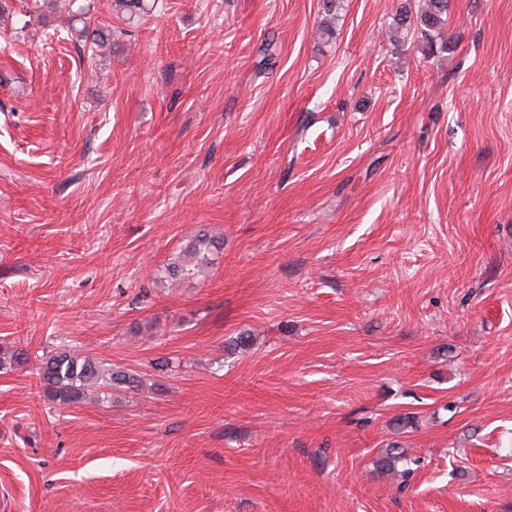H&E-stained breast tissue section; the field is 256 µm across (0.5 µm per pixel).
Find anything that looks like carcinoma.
Returning <instances> with one entry per match:
<instances>
[{"label":"carcinoma","mask_w":512,"mask_h":512,"mask_svg":"<svg viewBox=\"0 0 512 512\" xmlns=\"http://www.w3.org/2000/svg\"><path fill=\"white\" fill-rule=\"evenodd\" d=\"M449 7L450 0H417V9L413 11L403 5L397 12V27L417 30L432 55L434 43L448 22ZM39 375L48 397L62 407L79 403L85 388L101 381L108 386L133 383L126 372L114 371L106 367V363L80 356L66 347L41 359ZM413 461L417 463L419 459L413 460L405 449L392 446L379 456L377 464L405 476L410 472L408 464Z\"/></svg>","instance_id":"cac0c4a2"}]
</instances>
